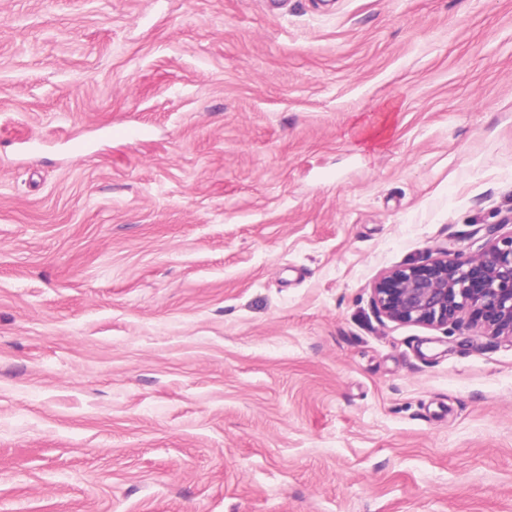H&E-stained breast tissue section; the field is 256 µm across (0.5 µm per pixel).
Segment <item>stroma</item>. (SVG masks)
Returning <instances> with one entry per match:
<instances>
[{
    "instance_id": "35a3bbf8",
    "label": "stroma",
    "mask_w": 512,
    "mask_h": 512,
    "mask_svg": "<svg viewBox=\"0 0 512 512\" xmlns=\"http://www.w3.org/2000/svg\"><path fill=\"white\" fill-rule=\"evenodd\" d=\"M511 212L512 0H0V512H512V342L373 304Z\"/></svg>"
}]
</instances>
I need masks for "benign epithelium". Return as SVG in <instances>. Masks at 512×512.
Wrapping results in <instances>:
<instances>
[{"label": "benign epithelium", "mask_w": 512, "mask_h": 512, "mask_svg": "<svg viewBox=\"0 0 512 512\" xmlns=\"http://www.w3.org/2000/svg\"><path fill=\"white\" fill-rule=\"evenodd\" d=\"M373 291L389 320L448 326L468 313L480 329L512 340V235L476 256L442 249L424 263L385 273Z\"/></svg>", "instance_id": "benign-epithelium-1"}]
</instances>
